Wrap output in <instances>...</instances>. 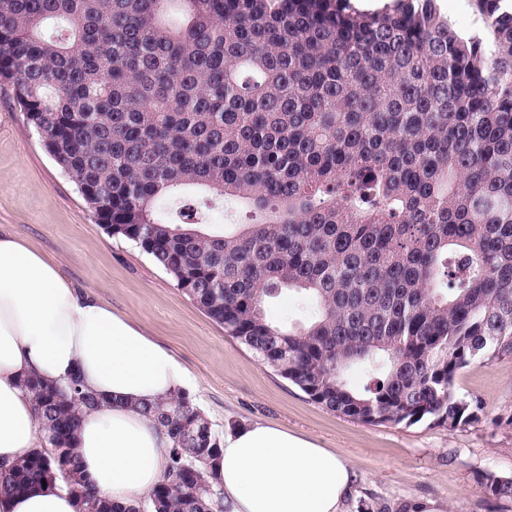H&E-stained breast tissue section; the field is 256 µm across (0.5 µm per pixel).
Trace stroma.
Returning a JSON list of instances; mask_svg holds the SVG:
<instances>
[{
	"instance_id": "35a3bbf8",
	"label": "stroma",
	"mask_w": 512,
	"mask_h": 512,
	"mask_svg": "<svg viewBox=\"0 0 512 512\" xmlns=\"http://www.w3.org/2000/svg\"><path fill=\"white\" fill-rule=\"evenodd\" d=\"M437 7L459 36L490 40L477 0H437ZM0 228L168 347L195 385L191 402L216 432L266 422L335 450L356 473L348 512H403L406 501L420 499L442 503L444 512H487L475 474L512 477V425L503 421L512 414V354L457 375L455 397L484 406L481 420L465 427L370 425L327 411L225 336L149 255L108 235L1 88ZM266 312L274 323L299 326L313 307L284 289L267 298Z\"/></svg>"
}]
</instances>
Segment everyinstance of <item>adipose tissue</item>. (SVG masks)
<instances>
[{"label": "adipose tissue", "mask_w": 512, "mask_h": 512, "mask_svg": "<svg viewBox=\"0 0 512 512\" xmlns=\"http://www.w3.org/2000/svg\"><path fill=\"white\" fill-rule=\"evenodd\" d=\"M79 379L105 398L76 433L81 484L1 495L0 512H82L86 495L126 506L162 481L171 443L138 404L183 393L174 355L17 237L0 232V464L40 445L23 379ZM215 479L231 512H342L355 474L316 441L263 423L225 431Z\"/></svg>", "instance_id": "1"}]
</instances>
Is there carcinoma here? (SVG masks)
<instances>
[{
  "mask_svg": "<svg viewBox=\"0 0 512 512\" xmlns=\"http://www.w3.org/2000/svg\"><path fill=\"white\" fill-rule=\"evenodd\" d=\"M478 3L489 45L434 0H0V84L107 233L313 402L454 430L484 414L457 373L512 354V12ZM240 200L252 222L211 230ZM283 288L315 302L308 324L267 319ZM25 388L40 447L0 491L80 483L72 441L102 397ZM139 410L170 440L164 479L85 512H228L220 437L189 398ZM475 482L512 500V477Z\"/></svg>",
  "mask_w": 512,
  "mask_h": 512,
  "instance_id": "obj_1",
  "label": "carcinoma"
}]
</instances>
